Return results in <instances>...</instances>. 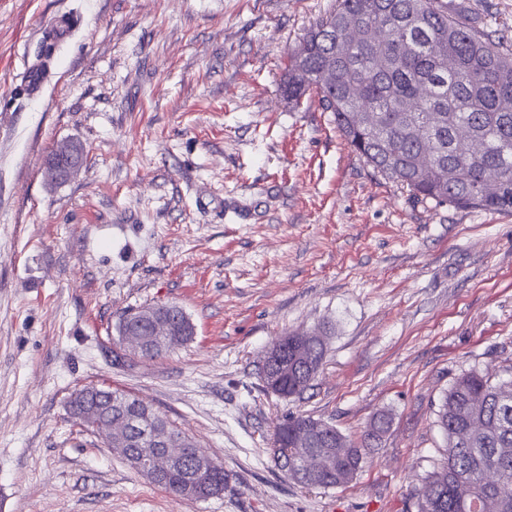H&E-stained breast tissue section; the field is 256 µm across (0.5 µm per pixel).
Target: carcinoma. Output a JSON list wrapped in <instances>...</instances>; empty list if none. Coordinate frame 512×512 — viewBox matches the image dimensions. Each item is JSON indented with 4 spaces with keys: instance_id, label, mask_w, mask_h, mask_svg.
<instances>
[{
    "instance_id": "obj_1",
    "label": "carcinoma",
    "mask_w": 512,
    "mask_h": 512,
    "mask_svg": "<svg viewBox=\"0 0 512 512\" xmlns=\"http://www.w3.org/2000/svg\"><path fill=\"white\" fill-rule=\"evenodd\" d=\"M308 53L293 56L283 93L299 102L318 97L360 158L414 199L489 211L512 210V48L493 40L478 22L448 11L443 0H336L335 8L305 33ZM336 70V83L323 71ZM358 96L348 94L350 86ZM427 164L436 174L415 178ZM496 191H486V184ZM165 307L171 326L156 336L155 314ZM132 330L147 350L129 356L161 357L192 340L195 327L172 303L150 304L122 315L119 337ZM495 379L472 369L444 395L436 425L446 439L444 459L427 477L418 512H512V367ZM303 371L280 385L292 396L311 386ZM84 405L77 424L108 421L125 432L112 445L130 466L159 487L192 500L224 492V466L201 460L187 438L185 455L156 464L162 449L151 437L182 432L134 395L85 386L72 395ZM390 418L376 416L359 438L311 416H288L273 435L275 465L307 488L345 487L365 467ZM349 447H336V439ZM314 466H303L306 459Z\"/></svg>"
}]
</instances>
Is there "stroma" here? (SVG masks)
I'll return each mask as SVG.
<instances>
[{
  "mask_svg": "<svg viewBox=\"0 0 512 512\" xmlns=\"http://www.w3.org/2000/svg\"><path fill=\"white\" fill-rule=\"evenodd\" d=\"M335 0H0V512H417L444 457L441 398L512 365V212L418 202L346 145L288 56ZM512 46V0H448ZM72 31L53 43L60 20ZM55 51L40 93L27 65ZM66 142L86 162L52 178ZM157 302L192 341L120 361L115 324ZM326 336L301 396L262 387L280 336ZM130 392L222 463L220 496L174 495L68 401ZM348 486L307 489L271 435L305 415L359 435Z\"/></svg>",
  "mask_w": 512,
  "mask_h": 512,
  "instance_id": "1",
  "label": "stroma"
}]
</instances>
